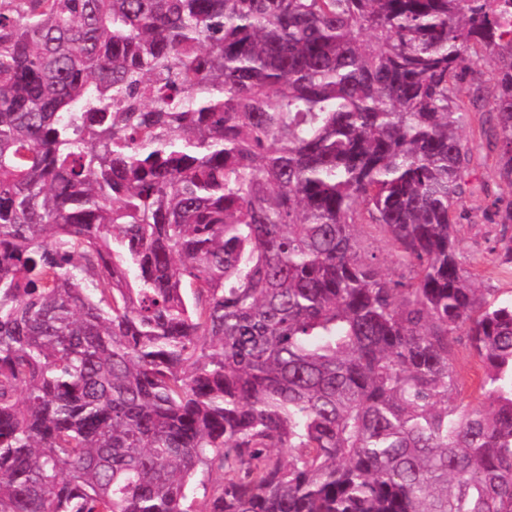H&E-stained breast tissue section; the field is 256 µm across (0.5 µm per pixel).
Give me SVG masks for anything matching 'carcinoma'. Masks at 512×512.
Returning <instances> with one entry per match:
<instances>
[{
	"instance_id": "obj_1",
	"label": "carcinoma",
	"mask_w": 512,
	"mask_h": 512,
	"mask_svg": "<svg viewBox=\"0 0 512 512\" xmlns=\"http://www.w3.org/2000/svg\"><path fill=\"white\" fill-rule=\"evenodd\" d=\"M511 12L0 0V512H512V299L462 261L456 94L485 61L512 186ZM362 241V252L370 258L376 256L377 262L386 267L394 268L392 250L385 235L378 229L370 226H363L359 229ZM458 341L454 350V364L460 377L463 378L467 385L476 382L477 376L481 374L479 362L472 355L467 345L466 336H457Z\"/></svg>"
}]
</instances>
